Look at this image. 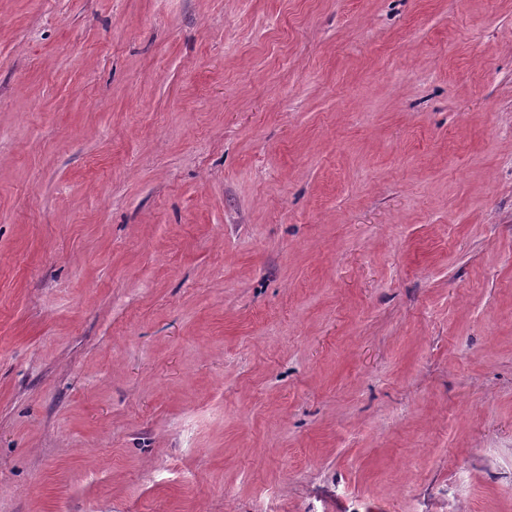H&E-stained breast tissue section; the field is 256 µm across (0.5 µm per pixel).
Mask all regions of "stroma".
I'll return each instance as SVG.
<instances>
[{"instance_id":"stroma-1","label":"stroma","mask_w":512,"mask_h":512,"mask_svg":"<svg viewBox=\"0 0 512 512\" xmlns=\"http://www.w3.org/2000/svg\"><path fill=\"white\" fill-rule=\"evenodd\" d=\"M0 512H512V0H0Z\"/></svg>"}]
</instances>
